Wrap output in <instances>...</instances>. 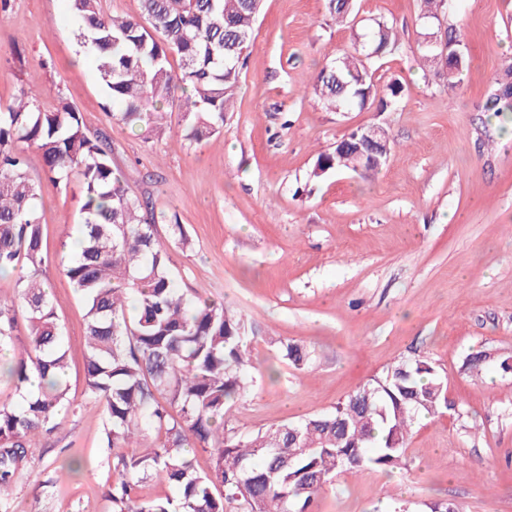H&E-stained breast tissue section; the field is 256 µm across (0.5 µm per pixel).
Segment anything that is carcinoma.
I'll list each match as a JSON object with an SVG mask.
<instances>
[{"instance_id":"carcinoma-1","label":"carcinoma","mask_w":512,"mask_h":512,"mask_svg":"<svg viewBox=\"0 0 512 512\" xmlns=\"http://www.w3.org/2000/svg\"><path fill=\"white\" fill-rule=\"evenodd\" d=\"M421 19H439L448 0H421ZM78 20L77 45L91 53L116 120L147 139L164 132L159 107L180 98L188 116L182 137L201 141L223 130L259 14L256 0H142L138 18L106 15L99 0H70ZM344 24L356 22L353 0H328ZM397 46L394 29L382 22L358 36L352 49L320 69L312 89L333 112L366 107L373 97L369 53ZM426 66L454 90L467 65L444 69L440 49L419 45ZM177 55L179 72L169 57ZM512 72L489 85L484 109L512 112ZM403 92L395 79L379 101L384 110ZM42 151L47 175L82 193V246L65 256L63 273L87 305L83 342L87 398L104 418L105 447L112 450L108 500L112 512H312L315 495L339 472L392 471L403 465L411 423L421 413L448 407L447 382L423 357L404 358L370 379L329 413L300 423L275 424L256 434L225 428L246 393L252 361L249 328L242 315L214 300L192 301L180 292L170 268L169 247L155 235V217L142 213L112 167L100 137L90 136L80 112L61 97L45 109L40 94L18 89L0 106V272L21 268L17 294L0 298V350L13 354L0 366L23 402H0V512H9V490L31 467L32 442L55 427L73 403L66 374L70 344L58 307L42 277L44 243L37 185L20 147ZM354 147L345 163L323 152L314 175L354 169ZM27 334L18 335L19 323ZM283 359L298 369L313 352L278 339ZM42 379L27 397L30 373ZM152 446L139 448L145 431ZM211 454L201 472L196 451ZM153 477L178 496L145 499L139 483Z\"/></svg>"}]
</instances>
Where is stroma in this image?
Here are the masks:
<instances>
[{
  "label": "stroma",
  "mask_w": 512,
  "mask_h": 512,
  "mask_svg": "<svg viewBox=\"0 0 512 512\" xmlns=\"http://www.w3.org/2000/svg\"><path fill=\"white\" fill-rule=\"evenodd\" d=\"M358 25L336 23L326 0H263L224 129L198 143L185 116L165 107V133L145 141L112 119L93 57L80 54L69 0H9L0 10V103L19 87L44 107L65 98L88 134H103L130 196L154 211L156 234L178 221L193 246L171 248L176 284L244 315L253 378L230 425L254 434L332 411L403 357L436 363L449 408L414 421L405 468L338 473L315 512H512V140L507 121L482 109L491 80L512 67V0H451L440 17L467 55L455 92L427 74L418 44L420 0H358ZM392 26L398 48L373 67L376 97L404 86L386 111L327 110L316 72L349 50L354 34ZM379 125L391 154L377 173L313 176L317 156L352 129ZM39 190L43 267L71 349L67 380L76 412L37 439L11 512H111L103 416L86 401V306L59 267L77 240L80 189L45 174L24 150ZM314 353L296 370L275 345ZM488 353L481 375L469 355Z\"/></svg>",
  "instance_id": "obj_1"
}]
</instances>
